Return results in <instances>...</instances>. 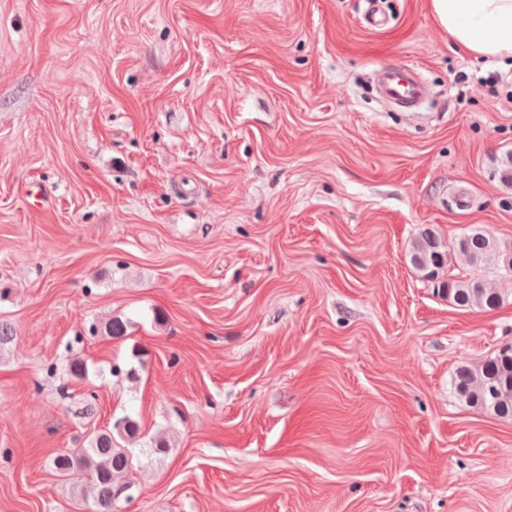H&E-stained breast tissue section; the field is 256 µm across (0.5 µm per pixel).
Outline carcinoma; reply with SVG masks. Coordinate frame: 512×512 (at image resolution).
<instances>
[{
    "mask_svg": "<svg viewBox=\"0 0 512 512\" xmlns=\"http://www.w3.org/2000/svg\"><path fill=\"white\" fill-rule=\"evenodd\" d=\"M454 254L462 256L472 267H491L512 280V267L502 263L504 257H512V248L499 245L478 229L464 231L447 242L435 229L425 227L414 241L409 261L438 293L461 310L473 307L494 310L509 302L512 290L491 291L481 278L464 270L452 273ZM454 388L469 406L512 420V346L483 363L459 367ZM139 430L138 420L126 416L116 430L90 436L84 456L77 458L65 450L59 451L53 467L63 478L82 481L81 491L90 493L95 512H112L121 496L131 499L125 495L131 485L122 481L132 469V455L125 444L135 439Z\"/></svg>",
    "mask_w": 512,
    "mask_h": 512,
    "instance_id": "carcinoma-1",
    "label": "carcinoma"
}]
</instances>
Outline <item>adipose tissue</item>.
Masks as SVG:
<instances>
[{
    "mask_svg": "<svg viewBox=\"0 0 512 512\" xmlns=\"http://www.w3.org/2000/svg\"><path fill=\"white\" fill-rule=\"evenodd\" d=\"M455 48L486 58L512 57V0H432Z\"/></svg>",
    "mask_w": 512,
    "mask_h": 512,
    "instance_id": "adipose-tissue-1",
    "label": "adipose tissue"
}]
</instances>
